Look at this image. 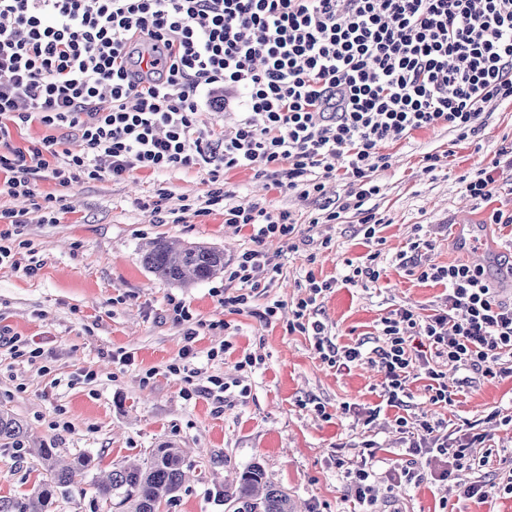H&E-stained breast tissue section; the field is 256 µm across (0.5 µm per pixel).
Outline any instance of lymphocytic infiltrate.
<instances>
[{
  "mask_svg": "<svg viewBox=\"0 0 512 512\" xmlns=\"http://www.w3.org/2000/svg\"><path fill=\"white\" fill-rule=\"evenodd\" d=\"M235 103L229 129L200 117ZM503 104L512 105V0H0V142L14 125L52 130L0 153L1 185L45 224L61 210L37 188L45 170L66 186L205 167L204 216L227 197L220 170L245 168L300 200H323L316 223L357 211L370 240L381 224L367 203L381 191L374 172L388 165L382 147L439 127L477 139L487 109ZM67 129L76 147L58 138ZM338 175L349 190L327 201ZM224 221L249 228L253 242L224 264L225 280L239 285L224 305L238 311L275 281L264 243L294 244L298 229L290 211L250 202L225 207ZM428 245L411 241L402 261L420 280L446 282V296L433 313L408 306L383 317L373 349L326 338L312 306L330 282L307 275L309 295L293 311L291 330L312 337L323 361L375 364L390 407L403 406L412 367L432 404L445 406L454 391L438 363L492 380L512 358V303L483 268L419 265ZM395 424L410 453L458 468L487 440L472 431L451 444L447 425L425 417Z\"/></svg>",
  "mask_w": 512,
  "mask_h": 512,
  "instance_id": "f902f5d3",
  "label": "lymphocytic infiltrate"
}]
</instances>
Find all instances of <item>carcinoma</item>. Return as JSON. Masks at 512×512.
Returning a JSON list of instances; mask_svg holds the SVG:
<instances>
[{
	"mask_svg": "<svg viewBox=\"0 0 512 512\" xmlns=\"http://www.w3.org/2000/svg\"><path fill=\"white\" fill-rule=\"evenodd\" d=\"M142 262L153 274L177 284L208 280L224 272V251L204 245H179L163 238L149 243ZM0 447L25 448L36 462L40 480L27 498L0 500V512H52L58 499L76 487V477L95 467L94 458L79 454L66 461L55 448L31 439L21 420L0 409ZM183 451L170 445L151 449L143 458L121 464L92 483L95 497L110 512H158L176 497L186 479ZM235 489L224 495L233 512H296L294 502L254 463L236 474Z\"/></svg>",
	"mask_w": 512,
	"mask_h": 512,
	"instance_id": "cac0c4a2",
	"label": "carcinoma"
}]
</instances>
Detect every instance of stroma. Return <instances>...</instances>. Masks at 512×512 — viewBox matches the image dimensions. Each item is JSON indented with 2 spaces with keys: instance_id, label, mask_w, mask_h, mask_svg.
Here are the masks:
<instances>
[{
  "instance_id": "stroma-1",
  "label": "stroma",
  "mask_w": 512,
  "mask_h": 512,
  "mask_svg": "<svg viewBox=\"0 0 512 512\" xmlns=\"http://www.w3.org/2000/svg\"><path fill=\"white\" fill-rule=\"evenodd\" d=\"M510 142L512 108L501 106L487 114L478 144L452 143L446 129L435 128L386 145L389 163L375 174L381 193L370 202L384 219L374 241L364 238L355 212L314 226L317 204L299 201L253 171H226L227 205L249 201L290 210L299 230L296 250L277 240L265 243L279 273L273 287L255 293L239 312L224 307L223 277L184 287L141 262L142 245L158 237L203 243L228 259L250 248L248 229L225 224L223 209L206 216L181 212L185 201L203 206L207 171H140L66 188L43 174L40 190L63 197L66 209L55 224L28 213L22 235L12 237L13 261L0 265V331L18 346L41 347L44 355L30 362L0 345V408L47 447L69 457L89 454L106 471L162 445L182 448L189 479L161 512H229L225 486L254 463L303 512H354L336 460L359 464L358 445L366 439L379 445L372 512H512V494L499 490L512 475V424L499 418L512 415V375L467 384L463 372L445 367L458 393L451 405L438 407L417 373L404 407L385 408L383 376L374 364L328 365L309 337L288 328L309 271L331 283L315 310L337 346H378L381 318L399 307L429 314L445 284L421 281L399 260L418 233L431 242L421 251L423 263L479 264L497 277L504 255L512 253V224H492L488 216L512 210V170L499 168L487 200L470 197L461 179L491 165ZM429 153L445 156L442 169L424 172ZM161 191L170 198L157 215L150 203ZM462 220L471 222L485 260L461 245L454 226ZM372 253L382 270L379 281L344 282L347 262ZM275 300L283 308L265 323L258 313ZM175 301L189 308L198 330L195 356L187 362L181 359L187 327L171 316ZM125 353L131 362L122 361ZM248 356L256 358L254 367L244 366ZM212 377L225 384L222 400L185 397V390ZM374 408L380 414L371 423ZM399 414L445 421L455 437L477 427L491 446L473 449L471 467L449 478L426 474L419 484L405 483L398 478L402 468L424 471L426 464L408 455L395 426ZM478 481L489 484L488 495L464 497V487ZM36 482L26 453L0 449V499L23 496Z\"/></svg>"
}]
</instances>
